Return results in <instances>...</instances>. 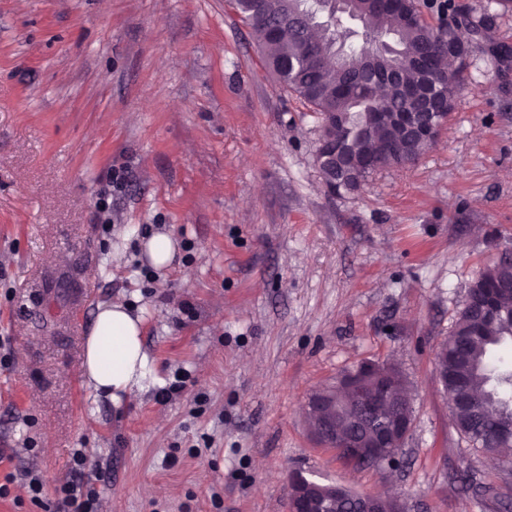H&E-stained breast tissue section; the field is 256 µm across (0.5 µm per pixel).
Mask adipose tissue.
<instances>
[{
  "instance_id": "ef3b65f1",
  "label": "adipose tissue",
  "mask_w": 512,
  "mask_h": 512,
  "mask_svg": "<svg viewBox=\"0 0 512 512\" xmlns=\"http://www.w3.org/2000/svg\"><path fill=\"white\" fill-rule=\"evenodd\" d=\"M148 366L142 343V321L118 301L99 304L85 342L82 376L113 401L141 386Z\"/></svg>"
}]
</instances>
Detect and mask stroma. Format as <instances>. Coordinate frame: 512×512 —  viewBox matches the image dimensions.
<instances>
[{
  "label": "stroma",
  "instance_id": "obj_1",
  "mask_svg": "<svg viewBox=\"0 0 512 512\" xmlns=\"http://www.w3.org/2000/svg\"><path fill=\"white\" fill-rule=\"evenodd\" d=\"M501 43L512 13L429 153L334 195L319 115L230 0H0V512H46L79 451L103 512H289L295 471L405 512H512V471L457 431L434 371L472 282L512 255ZM156 232L174 267L144 256ZM108 300L141 318L149 361L118 403L81 375ZM387 360L411 430L399 465L355 468L307 401ZM150 265L156 268H170L177 259L178 248L174 238L168 233H157L143 244ZM373 365V373L377 377L385 376L387 378H390V380L394 384V388L397 394L401 393L407 395L410 393L409 382L407 381V378L395 364L391 362H383L381 364L373 363Z\"/></svg>",
  "mask_w": 512,
  "mask_h": 512
}]
</instances>
